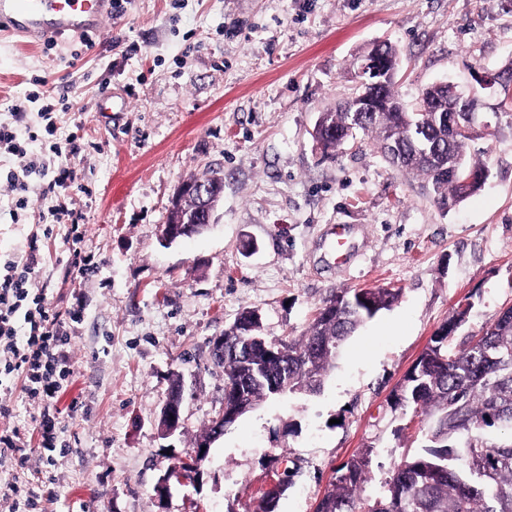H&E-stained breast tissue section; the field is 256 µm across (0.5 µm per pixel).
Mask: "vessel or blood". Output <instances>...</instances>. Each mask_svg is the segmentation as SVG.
I'll use <instances>...</instances> for the list:
<instances>
[{
  "label": "vessel or blood",
  "instance_id": "b4317fda",
  "mask_svg": "<svg viewBox=\"0 0 512 512\" xmlns=\"http://www.w3.org/2000/svg\"><path fill=\"white\" fill-rule=\"evenodd\" d=\"M112 13V0H0V36L44 44L99 30Z\"/></svg>",
  "mask_w": 512,
  "mask_h": 512
}]
</instances>
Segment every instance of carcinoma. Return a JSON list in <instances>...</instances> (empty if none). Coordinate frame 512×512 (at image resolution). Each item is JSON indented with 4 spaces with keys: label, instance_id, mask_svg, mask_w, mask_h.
Segmentation results:
<instances>
[{
    "label": "carcinoma",
    "instance_id": "obj_1",
    "mask_svg": "<svg viewBox=\"0 0 512 512\" xmlns=\"http://www.w3.org/2000/svg\"><path fill=\"white\" fill-rule=\"evenodd\" d=\"M384 54L379 85L360 82L354 96L319 116L323 152L332 154L361 132L386 160L398 151L392 165L420 177L439 204L452 208L482 188L487 170L483 161L465 159L467 138L448 127V115H462L464 104L436 83L408 106L397 90V52L386 43ZM365 98L373 111L355 113ZM457 166L470 181L450 173ZM362 294L361 301L355 290L330 294L306 332L287 342L249 349L246 337L224 331V354L213 353L224 379L239 384L263 367L284 395L319 390L346 339L398 300L385 288ZM446 328L433 334L405 377V401L420 407L429 445L397 466L386 494L374 501L362 497L371 450L352 456L336 470L316 512H512V440L493 436L512 430V307L478 340L468 336L454 349Z\"/></svg>",
    "mask_w": 512,
    "mask_h": 512
}]
</instances>
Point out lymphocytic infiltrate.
I'll return each instance as SVG.
<instances>
[{"label":"lymphocytic infiltrate","instance_id":"1","mask_svg":"<svg viewBox=\"0 0 512 512\" xmlns=\"http://www.w3.org/2000/svg\"><path fill=\"white\" fill-rule=\"evenodd\" d=\"M69 104L58 100L43 105L40 126L29 129L30 141L47 143L56 156L75 148L77 132L60 135L59 116ZM51 227L31 233L17 261L0 271V354H6V373L17 374L28 397L41 406L34 431L38 437L44 467H52L57 448L59 419L54 404L70 369L63 350L69 343L66 321H81V310L60 317L46 303V296L33 277L42 262L39 242L50 237Z\"/></svg>","mask_w":512,"mask_h":512}]
</instances>
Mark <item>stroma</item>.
I'll use <instances>...</instances> for the list:
<instances>
[{"instance_id": "35a3bbf8", "label": "stroma", "mask_w": 512, "mask_h": 512, "mask_svg": "<svg viewBox=\"0 0 512 512\" xmlns=\"http://www.w3.org/2000/svg\"><path fill=\"white\" fill-rule=\"evenodd\" d=\"M378 40L397 48V90L412 104L433 83L465 85L512 60V0H127L89 48L0 41V123L37 163L33 207L16 217L4 178L26 158L0 151V265L53 224L35 278L53 307L84 311L66 327L64 450L42 485L44 512H261L284 467L275 512H314L358 451L371 452L374 496L421 449L422 415L393 394L462 298L472 307L459 342L512 306V112L469 141L467 159L485 161L489 178L451 210L369 137L324 156L315 120L351 95L350 64ZM43 88L76 103L62 130L84 135L66 189L54 184L55 155L28 139L41 105L27 97ZM211 173L224 180L212 229L165 242L179 186ZM63 195L98 264L84 277L66 272L70 221L51 216ZM338 227L351 243L344 261L330 247ZM362 288L400 297L348 338L321 391L258 402L211 448L199 482L158 495L224 406L212 343L239 313L258 308L264 336L293 338L332 292ZM177 380L184 425L165 437L158 420ZM0 381L9 425L32 429L37 403L20 380ZM40 468L35 448L1 462L0 494L38 485Z\"/></svg>"}]
</instances>
